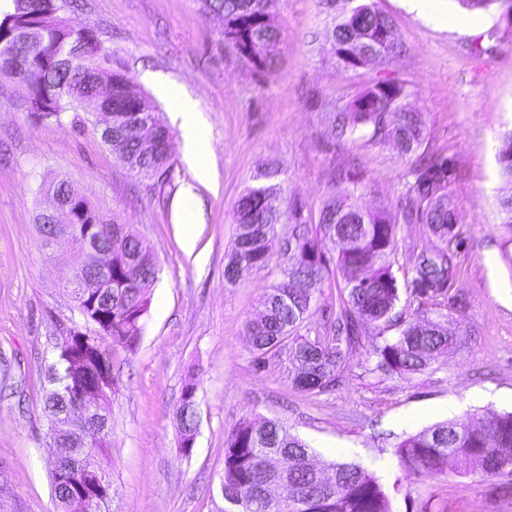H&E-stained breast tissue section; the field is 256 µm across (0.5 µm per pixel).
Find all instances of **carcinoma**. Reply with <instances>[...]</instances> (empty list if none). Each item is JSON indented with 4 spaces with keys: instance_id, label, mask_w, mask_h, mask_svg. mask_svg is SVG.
Wrapping results in <instances>:
<instances>
[{
    "instance_id": "1",
    "label": "carcinoma",
    "mask_w": 512,
    "mask_h": 512,
    "mask_svg": "<svg viewBox=\"0 0 512 512\" xmlns=\"http://www.w3.org/2000/svg\"><path fill=\"white\" fill-rule=\"evenodd\" d=\"M12 10L0 18V77L25 85L33 107L30 117L38 122H55L84 107L83 88L99 75L113 85L112 106L125 111L132 104L124 97L128 77L103 65L102 52L83 56L82 42L100 43L89 29L79 39L68 29L63 12L73 0H12ZM470 9L487 10L497 5L498 21H508L512 0H462ZM207 11L224 20V40L238 46L239 58L258 72L273 68L274 50L282 40L281 28L269 12L268 0H204ZM390 19L372 3L358 0L346 13L335 17L334 51L346 68H360L368 59L392 50ZM261 39L271 53L254 56L251 47ZM410 91L401 82L379 80L345 106L336 109L333 131L339 137L358 136L375 145H391L403 157L415 154L425 135L423 114L410 108ZM141 113L158 133L149 146L130 144L134 154L131 170L145 176L170 167L169 151L162 140L170 133L145 101ZM502 182L498 206L504 244H512V130L499 138L496 154ZM450 161L435 155L415 165L413 181L405 194L406 220L425 224L438 244L409 255L413 278L399 283L393 272L397 253L396 225L381 211L373 212L348 203L357 186L347 175L326 197L317 223L304 217L303 206L293 200L288 206L291 236L280 251L281 279L264 296L259 317L246 323L257 361L266 356L284 357L289 364L302 360L303 371L291 377L295 389L309 395L323 393L340 381L345 368L343 348L359 343L362 332L377 329L381 342L375 344L376 369L384 373H416L448 348L452 337L441 321L415 317L398 320L395 308L400 288L443 307L453 274L454 255L448 239L459 223V215L448 207ZM284 191L283 183L252 186L239 197L233 221L237 225L234 248L224 267V276L234 282L254 270L268 266V241L280 221L271 204ZM94 236L112 251V287L99 297L74 296L87 343L79 342L66 352H57L47 369L49 389L43 414L53 423L72 408L82 383L101 389V415L110 414L108 391L114 384L111 346L136 349L143 330L142 317L150 303L151 288L158 277L157 260L145 239L123 224H96ZM340 244L336 272L346 292L341 320L324 327L316 336L300 333L311 315L326 280L330 279L331 247ZM400 326L398 334L384 337L385 329ZM176 419L180 447L191 453L200 425L196 386L185 384ZM55 455L52 493L55 512H76L80 505V471L74 452L48 434ZM224 470L219 492L224 508L219 512H267L263 500L265 483L279 489L285 507L280 512H395L394 497L374 473L357 463L310 461V447L279 419L259 417L234 426L224 441ZM396 456L408 475L447 476L448 463L460 474L503 479L512 489V459L500 458L502 449L512 448V412L485 419L474 414L437 422L395 444Z\"/></svg>"
}]
</instances>
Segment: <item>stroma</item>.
I'll list each match as a JSON object with an SVG mask.
<instances>
[{"instance_id":"stroma-1","label":"stroma","mask_w":512,"mask_h":512,"mask_svg":"<svg viewBox=\"0 0 512 512\" xmlns=\"http://www.w3.org/2000/svg\"><path fill=\"white\" fill-rule=\"evenodd\" d=\"M394 25L396 53L347 69L333 45L334 10L324 0H274L282 41L262 74L224 46V22L203 0H79L66 16L97 30L113 70L127 75L162 117L171 107L147 75L181 88L196 104L209 145L210 182L183 162L172 129L165 178L131 171L103 144L93 120L38 123L21 112L22 86L0 79V512H54L55 459L42 416L45 369L77 313L67 283L73 250L41 245L36 189L64 180L106 224H126L153 248L159 267L135 352L115 348L110 512H219L224 440L243 419L277 417L317 461L360 463L385 487L400 483L397 512H512L495 478L449 472L404 477L395 440L448 417L512 410V268L502 258L496 152L512 129V29L481 15L475 31L442 30L399 0H375ZM407 84L423 112L422 153L447 155L449 199L465 243L446 296L454 344L415 374L375 369V338L346 354L343 382L311 398L277 358L257 365L244 326L280 278L276 263L229 282L224 266L236 235L234 206L268 163L281 169L290 200L318 213L339 176L355 173L358 204L388 212L397 226V278H411L406 252L431 247L426 225L405 222L400 199L415 157L332 131L336 108L374 81ZM193 186L194 211L180 195ZM195 381L199 433L179 448L175 408Z\"/></svg>"}]
</instances>
